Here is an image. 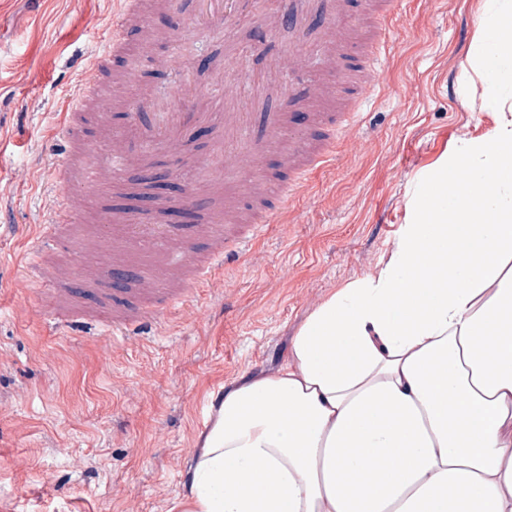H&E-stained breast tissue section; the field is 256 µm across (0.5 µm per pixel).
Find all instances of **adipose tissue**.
I'll return each mask as SVG.
<instances>
[{
  "label": "adipose tissue",
  "instance_id": "obj_1",
  "mask_svg": "<svg viewBox=\"0 0 512 512\" xmlns=\"http://www.w3.org/2000/svg\"><path fill=\"white\" fill-rule=\"evenodd\" d=\"M476 44L496 126L417 176L383 268L281 365L212 393L180 512H512V0Z\"/></svg>",
  "mask_w": 512,
  "mask_h": 512
}]
</instances>
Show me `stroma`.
<instances>
[{
	"instance_id": "stroma-1",
	"label": "stroma",
	"mask_w": 512,
	"mask_h": 512,
	"mask_svg": "<svg viewBox=\"0 0 512 512\" xmlns=\"http://www.w3.org/2000/svg\"><path fill=\"white\" fill-rule=\"evenodd\" d=\"M118 0H0V512H174L184 494L193 443L211 392L243 373L272 370L322 301L380 271L406 220L416 176L454 145L480 136L497 115L481 109V83L470 71L483 0H400L380 86L333 163L312 172L262 240L149 331L124 337L60 325L47 289L21 275L38 248L36 233L51 202L50 168L64 155L56 142L62 94L75 85L93 45L112 27ZM199 0H150L146 25H132L130 54L112 64L105 109H92L90 139L113 127V114L149 112L170 98L181 112H219L207 97L216 73L246 86L274 59L336 36L332 24H276L260 8L233 27L198 14ZM343 68L310 60L296 78L338 96ZM207 137L148 159L133 158L111 183L79 193L98 223L154 209H189L199 249L204 225L246 209L249 198ZM176 176L157 193L144 170ZM140 251L101 290L80 274L64 286L75 309L101 308V292L133 300Z\"/></svg>"
}]
</instances>
